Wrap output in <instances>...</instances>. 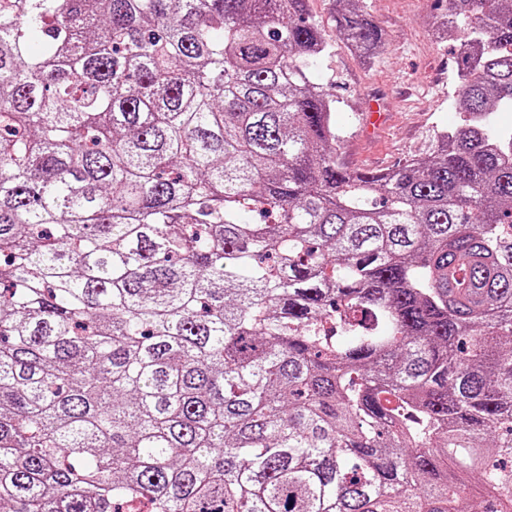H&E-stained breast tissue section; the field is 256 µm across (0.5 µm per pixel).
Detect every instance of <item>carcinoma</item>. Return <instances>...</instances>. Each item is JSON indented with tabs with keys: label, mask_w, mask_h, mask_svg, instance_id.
Returning <instances> with one entry per match:
<instances>
[{
	"label": "carcinoma",
	"mask_w": 512,
	"mask_h": 512,
	"mask_svg": "<svg viewBox=\"0 0 512 512\" xmlns=\"http://www.w3.org/2000/svg\"><path fill=\"white\" fill-rule=\"evenodd\" d=\"M308 2L0 0V512H512V0L385 171Z\"/></svg>",
	"instance_id": "obj_1"
}]
</instances>
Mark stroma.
I'll use <instances>...</instances> for the list:
<instances>
[{
    "instance_id": "1",
    "label": "stroma",
    "mask_w": 512,
    "mask_h": 512,
    "mask_svg": "<svg viewBox=\"0 0 512 512\" xmlns=\"http://www.w3.org/2000/svg\"><path fill=\"white\" fill-rule=\"evenodd\" d=\"M363 6L385 33L375 66L365 67L335 38L312 77L337 101L340 161L352 170L387 169L422 152L435 129L461 124L456 56L463 32L437 34L442 0H364ZM376 97L389 120L365 136L361 115Z\"/></svg>"
}]
</instances>
